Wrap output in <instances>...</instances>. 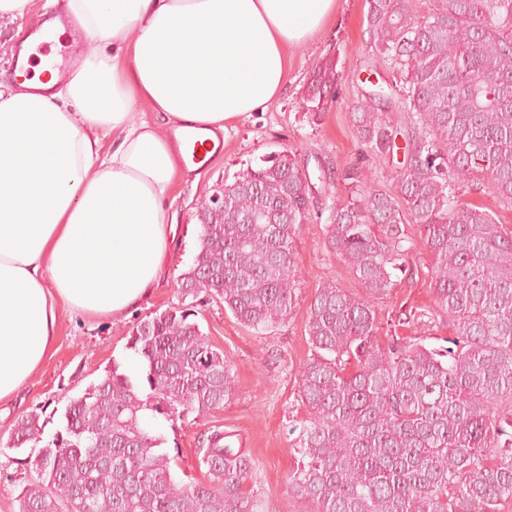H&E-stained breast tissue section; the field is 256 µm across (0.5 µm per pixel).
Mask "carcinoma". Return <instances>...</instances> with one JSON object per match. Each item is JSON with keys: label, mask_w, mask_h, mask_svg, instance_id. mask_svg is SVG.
I'll return each instance as SVG.
<instances>
[{"label": "carcinoma", "mask_w": 512, "mask_h": 512, "mask_svg": "<svg viewBox=\"0 0 512 512\" xmlns=\"http://www.w3.org/2000/svg\"><path fill=\"white\" fill-rule=\"evenodd\" d=\"M412 2L366 0L369 66L384 65L392 82L351 104L362 155L343 172L350 199L325 224L327 249L363 294L328 278L308 307L298 390L308 418L288 492L310 512H501L512 502V228L465 199L483 187L512 208V0H432L422 17ZM337 63L330 55L309 75L301 107L313 116L334 101ZM400 149L387 187L373 165ZM311 181L286 148L222 184L223 201L200 200V248L181 292L223 301L257 334L284 323L299 286L297 239L313 219ZM411 226L434 303L400 310L394 326L446 324L439 347L379 339L376 306L411 271ZM197 316L183 304L137 323L126 348L140 370L112 362L49 440L37 410L16 421L10 447L44 442L18 512H263L245 488L255 462L232 433L207 431V481L184 484L164 436L144 423L148 412L201 417L236 398L233 366Z\"/></svg>", "instance_id": "1"}]
</instances>
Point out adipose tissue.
Listing matches in <instances>:
<instances>
[{
    "instance_id": "ef3b65f1",
    "label": "adipose tissue",
    "mask_w": 512,
    "mask_h": 512,
    "mask_svg": "<svg viewBox=\"0 0 512 512\" xmlns=\"http://www.w3.org/2000/svg\"><path fill=\"white\" fill-rule=\"evenodd\" d=\"M89 44L48 83L0 71V402L55 352L61 308L118 316L177 237L191 127L267 111L336 0H65Z\"/></svg>"
}]
</instances>
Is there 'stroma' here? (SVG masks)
<instances>
[{
  "instance_id": "obj_1",
  "label": "stroma",
  "mask_w": 512,
  "mask_h": 512,
  "mask_svg": "<svg viewBox=\"0 0 512 512\" xmlns=\"http://www.w3.org/2000/svg\"><path fill=\"white\" fill-rule=\"evenodd\" d=\"M366 10L365 0H337L335 16L305 45L291 49L288 86L279 101L267 112L229 130L221 151L200 167L196 185L176 183L170 208L178 224L176 251L147 298L136 309L115 317L73 319L62 314L55 355L0 414V512H17V497L34 476L24 464L29 449L7 446L16 419L32 409H42L44 434L52 436L71 398L102 377L112 361L130 362L132 354L126 343L132 327L184 300L177 280L197 252L201 232L194 216L197 201L212 194L215 187L233 182L248 166L258 165L265 156L288 147L306 152L310 169L324 166L334 176L330 188L318 195L316 214L303 227L297 242L294 261L299 292L292 313L285 324L260 336L225 311L222 301L207 299L197 321L233 366L239 394L224 409L206 416H160L153 423L165 438L164 452L176 460L177 480H205L197 464L199 439L209 428L218 426L236 434L242 448L253 457L254 488L265 501V512H307V505L291 497L286 484L289 472L297 465V457L290 450L289 429L307 416L297 400L298 371L310 354L305 331L307 310L315 288L325 279H336L341 287L356 294L362 291L349 269L326 249L324 239L325 214L329 207L348 199L350 187L343 172L360 152L348 122V106L356 96L362 62L371 52ZM329 55L339 59L338 96L326 112L315 117L301 109L300 97L312 69ZM427 260L423 245L410 249L407 264L417 274L403 280L393 295L379 304L380 338L395 332L420 337L422 343L437 347L447 336L444 326L429 334L393 326L400 308L431 304L433 293L421 273Z\"/></svg>"
}]
</instances>
